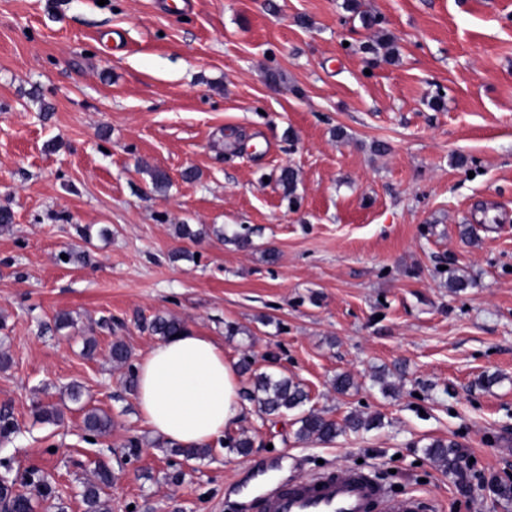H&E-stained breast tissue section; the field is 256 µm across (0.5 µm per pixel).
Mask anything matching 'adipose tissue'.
<instances>
[{
  "label": "adipose tissue",
  "instance_id": "adipose-tissue-1",
  "mask_svg": "<svg viewBox=\"0 0 512 512\" xmlns=\"http://www.w3.org/2000/svg\"><path fill=\"white\" fill-rule=\"evenodd\" d=\"M140 415L157 437L202 447L240 418L237 371L212 339L193 330L154 344L136 364Z\"/></svg>",
  "mask_w": 512,
  "mask_h": 512
}]
</instances>
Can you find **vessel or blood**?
Here are the masks:
<instances>
[{
    "mask_svg": "<svg viewBox=\"0 0 512 512\" xmlns=\"http://www.w3.org/2000/svg\"><path fill=\"white\" fill-rule=\"evenodd\" d=\"M263 512H432V502L395 494L371 470L331 468L306 478H287L259 497Z\"/></svg>",
    "mask_w": 512,
    "mask_h": 512,
    "instance_id": "obj_1",
    "label": "vessel or blood"
}]
</instances>
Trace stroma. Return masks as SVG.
Here are the masks:
<instances>
[{"label": "stroma", "mask_w": 512, "mask_h": 512, "mask_svg": "<svg viewBox=\"0 0 512 512\" xmlns=\"http://www.w3.org/2000/svg\"><path fill=\"white\" fill-rule=\"evenodd\" d=\"M356 2L0 0V461L18 488L49 478L50 512H83L101 462L112 512H241L242 486L280 462L371 467L437 512H512V0ZM159 313L250 360L245 393L285 376L306 408L381 427L303 443L297 412L245 396L230 434L247 453L156 447L109 348L141 356ZM90 408L113 420L94 442ZM435 439L473 458L468 489L425 454Z\"/></svg>", "instance_id": "obj_1"}]
</instances>
